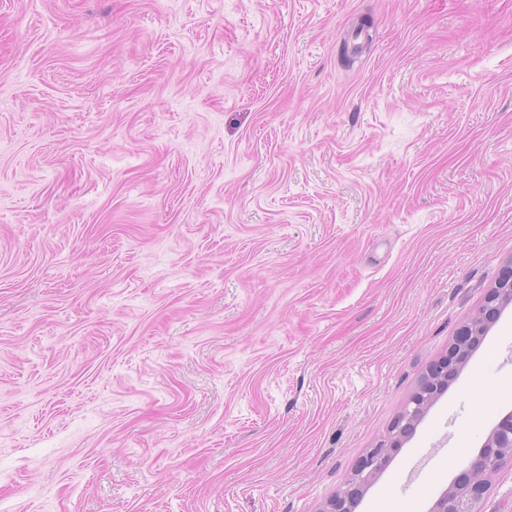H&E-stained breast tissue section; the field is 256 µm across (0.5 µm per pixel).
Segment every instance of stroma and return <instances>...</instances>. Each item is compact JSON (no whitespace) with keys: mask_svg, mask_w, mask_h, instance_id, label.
I'll list each match as a JSON object with an SVG mask.
<instances>
[{"mask_svg":"<svg viewBox=\"0 0 512 512\" xmlns=\"http://www.w3.org/2000/svg\"><path fill=\"white\" fill-rule=\"evenodd\" d=\"M512 261V0H0V512H319ZM512 304L355 512L512 410Z\"/></svg>","mask_w":512,"mask_h":512,"instance_id":"stroma-1","label":"stroma"}]
</instances>
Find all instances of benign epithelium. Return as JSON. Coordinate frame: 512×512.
<instances>
[{
  "label": "benign epithelium",
  "instance_id": "obj_1",
  "mask_svg": "<svg viewBox=\"0 0 512 512\" xmlns=\"http://www.w3.org/2000/svg\"><path fill=\"white\" fill-rule=\"evenodd\" d=\"M511 303L512 264L505 268L496 286L485 298L478 314L461 327V335L469 337V341L452 344L443 358L430 368L388 435L359 461L351 486L346 491L332 496L319 512H354L358 492L369 486L386 467L390 453L400 447L399 438L413 429L415 422L447 389L448 384L458 374L460 366L469 359V342L484 336L490 326L498 320L503 309ZM508 458L512 459V411L497 422L481 448L469 458L453 483L435 501L430 512H475V504L487 491L488 477Z\"/></svg>",
  "mask_w": 512,
  "mask_h": 512
}]
</instances>
